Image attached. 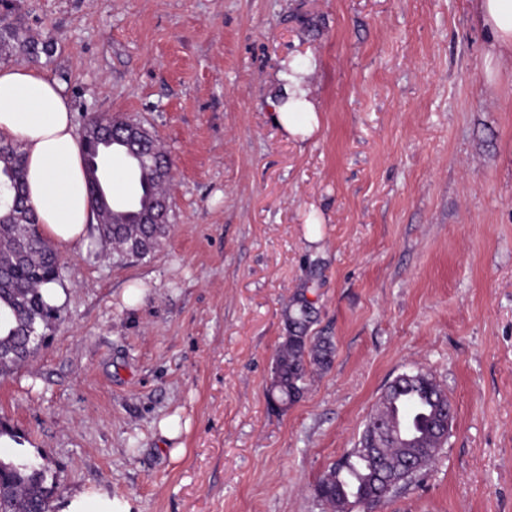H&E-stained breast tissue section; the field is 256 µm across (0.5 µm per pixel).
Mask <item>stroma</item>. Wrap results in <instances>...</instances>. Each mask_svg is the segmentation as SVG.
<instances>
[{
	"label": "stroma",
	"mask_w": 512,
	"mask_h": 512,
	"mask_svg": "<svg viewBox=\"0 0 512 512\" xmlns=\"http://www.w3.org/2000/svg\"><path fill=\"white\" fill-rule=\"evenodd\" d=\"M56 43L76 119L143 122L171 165L145 259L62 250L60 318L0 376V427L65 512H323L317 479L397 375L447 391L448 443L382 512H512V68L472 0H11ZM308 68L319 126L273 121ZM143 287L126 306L128 287ZM307 295L329 371L267 402ZM186 422L172 458L157 428Z\"/></svg>",
	"instance_id": "obj_1"
}]
</instances>
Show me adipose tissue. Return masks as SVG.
I'll return each mask as SVG.
<instances>
[{"label": "adipose tissue", "mask_w": 512, "mask_h": 512, "mask_svg": "<svg viewBox=\"0 0 512 512\" xmlns=\"http://www.w3.org/2000/svg\"><path fill=\"white\" fill-rule=\"evenodd\" d=\"M475 19L492 34L488 62L512 66V0H474ZM305 70L281 74L274 121L287 134L311 136L319 126ZM0 138L21 144L26 194L44 237L61 248L90 241V203L74 116L63 87L28 65H0Z\"/></svg>", "instance_id": "obj_1"}]
</instances>
